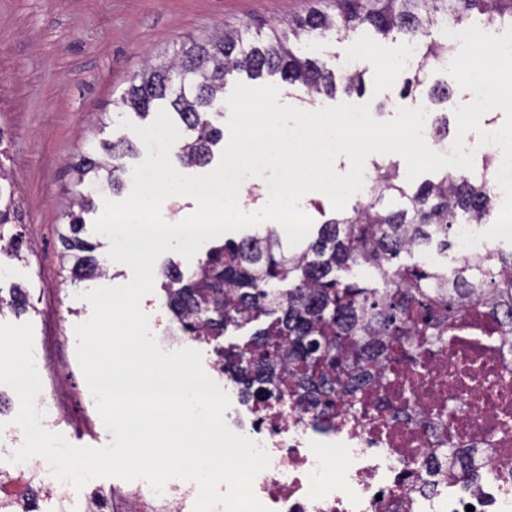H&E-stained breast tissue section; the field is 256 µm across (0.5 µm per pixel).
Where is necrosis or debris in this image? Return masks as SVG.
Masks as SVG:
<instances>
[{
  "instance_id": "4bbe7bcc",
  "label": "necrosis or debris",
  "mask_w": 512,
  "mask_h": 512,
  "mask_svg": "<svg viewBox=\"0 0 512 512\" xmlns=\"http://www.w3.org/2000/svg\"><path fill=\"white\" fill-rule=\"evenodd\" d=\"M157 341L202 354L205 372L224 382L235 402L232 431L264 447L269 465L253 489L269 512H512V319L483 301L454 307L448 343L408 365L399 385L364 391L365 410L336 394L327 425L299 393L241 401L210 342L174 327L164 311L149 318ZM414 404H400L402 389ZM473 452L467 462L449 451ZM54 493L53 512H75L70 483L47 461L0 463V491L15 512L32 495ZM200 493L192 479H173L162 493L137 489L158 512H188Z\"/></svg>"
}]
</instances>
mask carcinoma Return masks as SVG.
I'll return each instance as SVG.
<instances>
[{"label": "carcinoma", "instance_id": "carcinoma-1", "mask_svg": "<svg viewBox=\"0 0 512 512\" xmlns=\"http://www.w3.org/2000/svg\"><path fill=\"white\" fill-rule=\"evenodd\" d=\"M336 12L311 9L279 24L226 26L208 38L183 44L168 61L150 63L133 76L121 98V107L145 118L157 103L166 104L187 132L177 158L185 167L210 162L212 146L224 136L221 127L205 118L224 116V85L228 75L244 72L251 78L277 74L301 89L314 102L365 92L368 68L340 65L332 71L294 45L324 39L336 33L369 28L387 37L402 34L420 46L423 60L448 59L454 46L448 40L429 39L430 30L482 16L486 29L512 25V0H333ZM410 71L403 82L407 95L423 85L425 65ZM101 156H81L76 165L82 184L105 182L112 191L123 186V159L135 151L130 140L103 142ZM491 161L484 173L448 175L407 192L390 164H375L369 192L350 209L321 225L317 236L302 250H291L272 229L263 235L227 239L210 249L197 270L185 274L166 267L164 290L171 319L184 332L218 338L228 326L265 319V326L244 346L221 350L245 389L267 393L293 381L308 397L336 392H361L367 382L382 389L391 385L390 372L369 368L360 356L365 339L381 349L413 360L431 347L448 343L425 328L429 291L445 289L461 300L486 299L512 317V251L498 252L495 260L465 258L453 273L437 263L393 269L390 260L401 252L436 247L448 251L453 225L485 224L495 209L488 189ZM13 188L0 184V230L11 223ZM79 212L63 215L65 232L59 235L61 271L73 280L106 274L97 250L101 243L80 237V213L95 208L94 198L82 194ZM373 268L382 287L369 288L338 271ZM10 308L27 311V293L12 289L0 298V313Z\"/></svg>", "mask_w": 512, "mask_h": 512}]
</instances>
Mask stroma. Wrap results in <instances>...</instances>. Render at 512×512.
Instances as JSON below:
<instances>
[{"label": "stroma", "mask_w": 512, "mask_h": 512, "mask_svg": "<svg viewBox=\"0 0 512 512\" xmlns=\"http://www.w3.org/2000/svg\"><path fill=\"white\" fill-rule=\"evenodd\" d=\"M332 0H0V167L14 179V199L24 214L15 225L23 240L11 282L29 289V310L4 311L2 323H32L34 350L51 366L76 360V324L92 312L82 292L126 284V265L108 262L107 276L92 281L65 279L57 252L63 214L81 187L74 169L100 140H132L141 162L146 147L120 119H133L116 103L130 78L150 61L172 56L183 42L203 39L216 29L254 21L278 23L311 9H330ZM409 47L401 35L382 37L358 30L345 38L319 40L311 50L321 64L336 69L354 50L369 59L364 97L374 118L392 119L398 108L424 107L425 94L401 96L403 72L386 73L385 61ZM91 408L67 398L57 431L78 447L112 442L104 424L86 427Z\"/></svg>", "instance_id": "35a3bbf8"}]
</instances>
